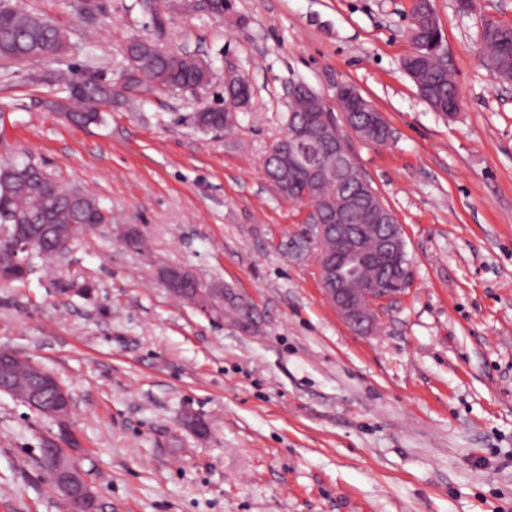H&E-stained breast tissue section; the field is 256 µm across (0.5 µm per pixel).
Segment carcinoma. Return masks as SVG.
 Instances as JSON below:
<instances>
[{"mask_svg":"<svg viewBox=\"0 0 512 512\" xmlns=\"http://www.w3.org/2000/svg\"><path fill=\"white\" fill-rule=\"evenodd\" d=\"M411 30L414 52L404 61V69L412 74L413 82L426 102L434 110L448 114L456 103V85L448 68L441 62L439 44L442 34L434 18L432 5L416 0L412 10ZM480 39L485 53V63L492 73L505 83L512 82V25L497 20L480 28ZM69 47L64 31L45 16L19 8L11 0H0V58L8 61L35 59L46 53L62 54ZM125 70L128 76L127 101L139 99L148 87L189 93L202 101L214 78L211 64L203 57L189 53L169 51L161 53L147 40L133 39L124 49ZM70 97L82 105L79 111L69 113L75 124L95 122L99 107L112 103L110 83L97 77L65 82ZM338 100L350 112L357 125L370 127V134L377 143L389 140L391 133L384 121L370 126L374 108L363 104L355 111L356 101L351 88L342 87ZM242 106L239 98L224 96V108L204 106L193 115L195 125L204 131L224 126L226 113L236 112ZM324 111L321 97L313 92L306 99L290 100L288 121L296 122L304 114L319 115ZM268 177H279L288 182L291 194L329 200L338 204L342 200L337 183H323L316 187L308 184L305 175L296 170L276 171L275 164L265 165ZM58 225V230L76 241L83 232L96 224L112 223L110 212L92 196L77 186H62L49 174L30 164L5 163L0 165V231L10 232L15 224H28L42 229L45 217Z\"/></svg>","mask_w":512,"mask_h":512,"instance_id":"cac0c4a2","label":"carcinoma"}]
</instances>
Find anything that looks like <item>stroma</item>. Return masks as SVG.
Returning a JSON list of instances; mask_svg holds the SVG:
<instances>
[{
  "instance_id": "35a3bbf8",
  "label": "stroma",
  "mask_w": 512,
  "mask_h": 512,
  "mask_svg": "<svg viewBox=\"0 0 512 512\" xmlns=\"http://www.w3.org/2000/svg\"><path fill=\"white\" fill-rule=\"evenodd\" d=\"M16 2L71 49L0 61V163L80 186L112 224L53 273L0 284V346L68 388L74 455L112 512H512V83L479 39L483 18L512 24V0H432L451 117L403 68L414 0H226L220 18L196 0H98L91 18L79 0ZM133 37L207 59L208 105L225 70L244 74L249 109L203 132L193 96L157 90L68 121L58 72L117 81ZM298 81L331 104L354 86L392 131L351 140L411 267L369 333L325 298L302 208L265 174ZM167 266L223 286L247 324L171 295ZM56 431L0 395V512H71L39 464Z\"/></svg>"
}]
</instances>
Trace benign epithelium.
<instances>
[{
  "label": "benign epithelium",
  "instance_id": "1",
  "mask_svg": "<svg viewBox=\"0 0 512 512\" xmlns=\"http://www.w3.org/2000/svg\"><path fill=\"white\" fill-rule=\"evenodd\" d=\"M336 140V152L346 164V179L354 182L350 200L336 209L326 205L325 220L319 219L318 212L304 210L302 238L310 248L325 238L334 240L331 251L316 254L317 270L323 291L341 318L354 330L368 333L376 325L379 310L389 300L400 295L409 278V268L403 266V259L393 244L402 236V225L393 223L395 215L383 206L377 209L375 224H354L353 215L367 217L371 211L363 204L370 191V182L357 168L351 151L350 139L342 134L330 117L321 124H290L283 140L288 142L284 150H272L285 167H296L304 171L309 182L317 184L336 177V170L318 163L307 153V147L323 141ZM33 249V239L27 233H17L11 238L0 237V282H10L27 269L26 254ZM190 272L179 267H168L160 272L164 286L172 290ZM213 289L202 288L183 295V299L204 310L223 312V306L212 299ZM43 388L39 384L21 388L15 399L33 411L53 418L65 427H70L72 398L68 392L55 387V398L51 405L42 399ZM44 453L50 460L47 473L56 483L57 490L65 496L72 512H94L99 501L96 492L84 480L79 467L71 459H64L46 448Z\"/></svg>",
  "mask_w": 512,
  "mask_h": 512
}]
</instances>
